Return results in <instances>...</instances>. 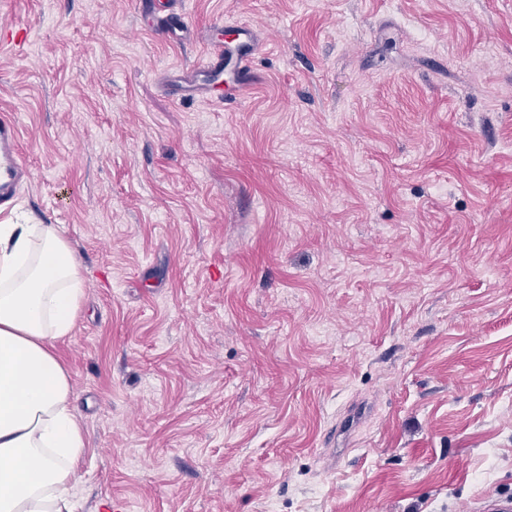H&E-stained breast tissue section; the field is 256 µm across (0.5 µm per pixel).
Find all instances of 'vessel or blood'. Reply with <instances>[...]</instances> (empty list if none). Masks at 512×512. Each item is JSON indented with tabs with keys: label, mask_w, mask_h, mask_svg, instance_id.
Instances as JSON below:
<instances>
[{
	"label": "vessel or blood",
	"mask_w": 512,
	"mask_h": 512,
	"mask_svg": "<svg viewBox=\"0 0 512 512\" xmlns=\"http://www.w3.org/2000/svg\"><path fill=\"white\" fill-rule=\"evenodd\" d=\"M255 33L246 23L237 24L232 40L224 44L210 45L201 67L185 69L175 84L180 95L205 94L206 90L224 91L226 96L240 97L245 85L240 81L225 84L224 71L227 67L242 70L249 66L255 53ZM20 130L15 120L7 115L0 117V210L10 207L17 197L19 182L23 173L20 151Z\"/></svg>",
	"instance_id": "vessel-or-blood-1"
}]
</instances>
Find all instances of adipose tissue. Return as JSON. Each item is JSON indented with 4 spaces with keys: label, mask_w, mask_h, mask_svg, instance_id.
I'll list each match as a JSON object with an SVG mask.
<instances>
[{
    "label": "adipose tissue",
    "mask_w": 512,
    "mask_h": 512,
    "mask_svg": "<svg viewBox=\"0 0 512 512\" xmlns=\"http://www.w3.org/2000/svg\"><path fill=\"white\" fill-rule=\"evenodd\" d=\"M84 276L52 224H0V512H74L85 446L53 340L70 334Z\"/></svg>",
    "instance_id": "obj_1"
}]
</instances>
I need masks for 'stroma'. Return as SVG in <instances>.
Returning <instances> with one entry per match:
<instances>
[{"label":"stroma","mask_w":512,"mask_h":512,"mask_svg":"<svg viewBox=\"0 0 512 512\" xmlns=\"http://www.w3.org/2000/svg\"><path fill=\"white\" fill-rule=\"evenodd\" d=\"M0 0V112L85 276L76 512L512 500V0ZM246 22L236 100L168 84Z\"/></svg>","instance_id":"1"}]
</instances>
